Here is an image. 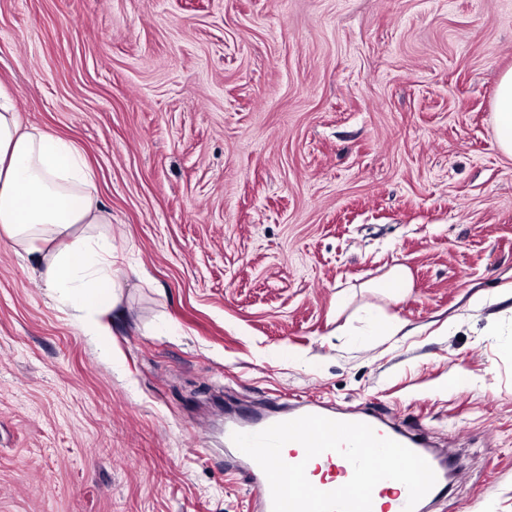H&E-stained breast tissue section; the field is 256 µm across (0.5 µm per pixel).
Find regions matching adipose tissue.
I'll return each instance as SVG.
<instances>
[{"label":"adipose tissue","instance_id":"ef3b65f1","mask_svg":"<svg viewBox=\"0 0 512 512\" xmlns=\"http://www.w3.org/2000/svg\"><path fill=\"white\" fill-rule=\"evenodd\" d=\"M495 133L512 156V70L497 85ZM107 217L82 151L42 128L23 125L0 84V239L25 247L46 288L74 309L113 306L112 243L93 234ZM67 248L54 249L57 241Z\"/></svg>","mask_w":512,"mask_h":512}]
</instances>
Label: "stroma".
<instances>
[{
	"mask_svg": "<svg viewBox=\"0 0 512 512\" xmlns=\"http://www.w3.org/2000/svg\"><path fill=\"white\" fill-rule=\"evenodd\" d=\"M510 69L512 0H0L117 254L78 312L0 240V512H255L224 416L306 403L445 450L425 512H512ZM495 133L501 151L512 157V70L506 71L497 85L495 100ZM374 287L388 294L406 290L409 288V274L407 269L402 265L393 267L386 279L375 283Z\"/></svg>",
	"mask_w": 512,
	"mask_h": 512,
	"instance_id": "obj_1",
	"label": "stroma"
}]
</instances>
